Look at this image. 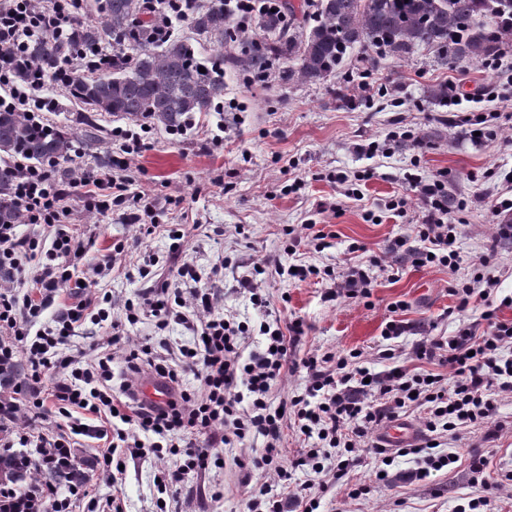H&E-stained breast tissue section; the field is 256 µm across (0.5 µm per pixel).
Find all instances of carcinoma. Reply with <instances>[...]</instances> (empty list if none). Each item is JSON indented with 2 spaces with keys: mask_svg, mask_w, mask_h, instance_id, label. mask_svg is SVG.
Segmentation results:
<instances>
[{
  "mask_svg": "<svg viewBox=\"0 0 512 512\" xmlns=\"http://www.w3.org/2000/svg\"><path fill=\"white\" fill-rule=\"evenodd\" d=\"M98 25L76 23L64 41H38L29 53L54 71L67 54L113 48L112 65L91 70L67 93L88 112L146 120L154 127H185L224 98V66L258 75L277 61L282 78L326 85L356 52L373 66L377 58H404L432 49L449 64L479 63L496 54L509 32L499 20L512 17V0H284L282 14L259 18L254 37L262 48L224 57L201 54L199 38L219 48L234 41L224 0L189 13L185 25L195 37H152L151 12L142 0H94ZM205 72H199V68ZM102 128L89 117L79 132L42 131L21 112L0 111V154L28 162L69 160L73 139L88 149L101 141ZM13 171L0 169V223L16 220L8 205Z\"/></svg>",
  "mask_w": 512,
  "mask_h": 512,
  "instance_id": "cac0c4a2",
  "label": "carcinoma"
}]
</instances>
